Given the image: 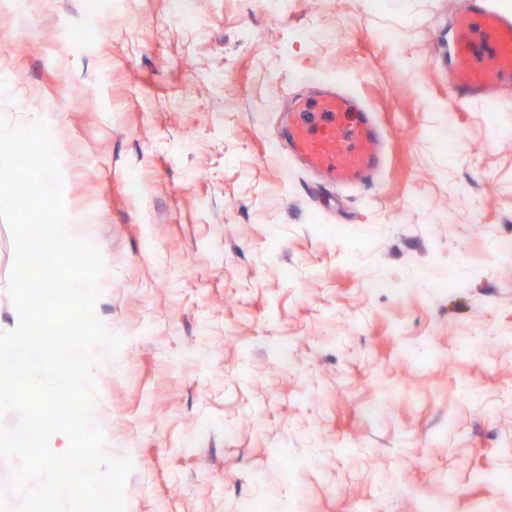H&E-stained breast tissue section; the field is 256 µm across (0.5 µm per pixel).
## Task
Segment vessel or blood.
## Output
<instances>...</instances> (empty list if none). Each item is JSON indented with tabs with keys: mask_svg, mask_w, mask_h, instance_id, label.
<instances>
[{
	"mask_svg": "<svg viewBox=\"0 0 512 512\" xmlns=\"http://www.w3.org/2000/svg\"><path fill=\"white\" fill-rule=\"evenodd\" d=\"M448 84L466 100H491L512 90V15L491 0H468L450 24ZM390 138L375 112L352 92L318 81L293 100L287 124L269 146L318 186L373 184L387 163Z\"/></svg>",
	"mask_w": 512,
	"mask_h": 512,
	"instance_id": "vessel-or-blood-1",
	"label": "vessel or blood"
}]
</instances>
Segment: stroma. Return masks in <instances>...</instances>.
<instances>
[{"instance_id":"obj_1","label":"stroma","mask_w":512,"mask_h":512,"mask_svg":"<svg viewBox=\"0 0 512 512\" xmlns=\"http://www.w3.org/2000/svg\"><path fill=\"white\" fill-rule=\"evenodd\" d=\"M108 2L0 16V118L48 122L67 212L91 222L71 232L105 263L124 345L96 406L130 512H512V257L488 250L512 237V93L448 89L467 0ZM318 28L335 40L299 39ZM300 76L378 112L379 184L329 205L269 153ZM13 263L0 221V333Z\"/></svg>"}]
</instances>
